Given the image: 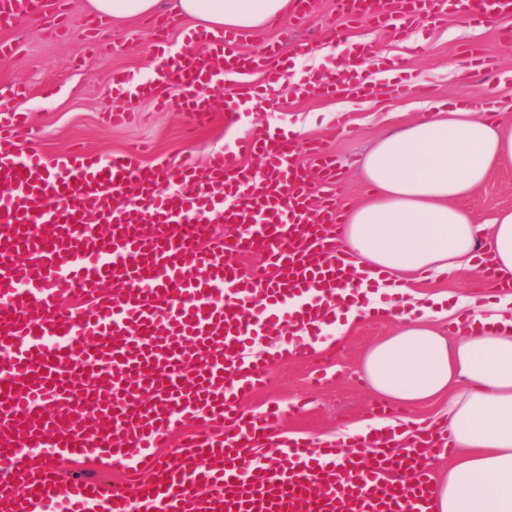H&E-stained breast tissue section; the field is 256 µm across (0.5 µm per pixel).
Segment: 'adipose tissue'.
<instances>
[{
  "mask_svg": "<svg viewBox=\"0 0 512 512\" xmlns=\"http://www.w3.org/2000/svg\"><path fill=\"white\" fill-rule=\"evenodd\" d=\"M160 0H88L94 15L131 22ZM291 0H175L173 12L212 34L253 30L288 14ZM512 167V119L491 121L464 102H438L381 134L360 169L370 195L348 209L339 229L343 257L365 279L343 290L344 305L321 324L343 333L370 304L392 295L400 324L371 347L361 370L384 399L415 406L447 402L430 431L456 454L434 487L433 512H512V295L475 308L466 329L447 339L440 323L472 297L425 302L420 273L450 274L491 262L512 278V208L475 223L462 207L497 170Z\"/></svg>",
  "mask_w": 512,
  "mask_h": 512,
  "instance_id": "ef3b65f1",
  "label": "adipose tissue"
}]
</instances>
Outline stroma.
<instances>
[{"mask_svg": "<svg viewBox=\"0 0 512 512\" xmlns=\"http://www.w3.org/2000/svg\"><path fill=\"white\" fill-rule=\"evenodd\" d=\"M86 0H61L49 15L21 21L0 30V42L12 44L10 54L0 55V90L22 84L24 96L12 100L22 123L16 130L22 145L56 157L82 147L100 155L139 148L135 161L168 165L190 158L197 172H204L209 154L251 126H271L293 135L296 148L317 140L336 157L340 173L334 191L338 208L356 204L369 192L358 162L377 136L394 122V115H418L424 102L458 100L497 112L512 114V43L500 33L508 20L449 16L439 28L421 25L403 40L390 32L368 26L351 27L340 16L336 0H313L303 23L286 16L244 40L241 50L259 55L271 43L280 44L287 60L280 77L272 81L267 71H252L249 87L260 91L248 113L229 120L223 95H214V120L187 136L184 113L166 109L171 95L160 88L155 97L119 99L113 94V73L127 71L149 75L159 55L151 30L154 20L115 25L91 20ZM59 29L51 35L37 30L48 18ZM359 40L370 48V63L380 74L379 89L366 97L327 98L318 93L296 95L291 88L310 73L327 70L343 56L344 40ZM495 58L494 70H476L472 50ZM131 111L129 122L115 125L105 119L113 108ZM476 223H486L503 207H512V168L492 175L466 202ZM399 321L394 316H371L350 328L339 346L325 351V376L316 380L315 367L303 359L275 362L271 384L247 401L244 410L269 405L284 408L279 433L293 436H336L342 428L358 426L391 415L400 419L431 421L441 411L439 402L386 410L384 403L362 379V355L392 335Z\"/></svg>", "mask_w": 512, "mask_h": 512, "instance_id": "obj_1", "label": "stroma"}]
</instances>
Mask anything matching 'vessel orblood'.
<instances>
[{
  "label": "vessel or blood",
  "instance_id": "obj_1",
  "mask_svg": "<svg viewBox=\"0 0 512 512\" xmlns=\"http://www.w3.org/2000/svg\"><path fill=\"white\" fill-rule=\"evenodd\" d=\"M36 0H0V19L31 17ZM466 14L512 17V0H459ZM448 15L447 0H360L349 19L397 35ZM196 50L139 80L114 75L126 98L175 88L194 124L212 118L198 87L238 73L235 35L193 37ZM357 53L318 73L325 96L368 94ZM21 119L0 100V503L8 512H432L433 459L446 444L383 448L366 438L276 439L281 410L240 403L267 382L271 359L248 347L285 332L275 358L316 352L303 335L336 308L355 274L339 256L341 213L316 195L336 179L320 145L299 163L285 132L255 129L192 163L138 166L129 153L22 152ZM261 159L260 169L245 156ZM108 232H101V225ZM230 234L214 239V225ZM260 253L255 278L235 256ZM77 375L94 380L78 390ZM90 426L75 423L86 403ZM200 429L160 458L174 426ZM105 460L149 480L76 479L59 492L56 460Z\"/></svg>",
  "mask_w": 512,
  "mask_h": 512
}]
</instances>
